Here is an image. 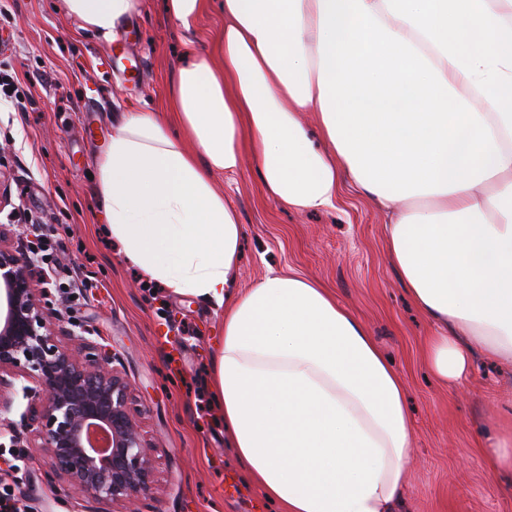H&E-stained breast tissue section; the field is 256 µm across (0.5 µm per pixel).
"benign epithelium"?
<instances>
[{
  "label": "benign epithelium",
  "mask_w": 512,
  "mask_h": 512,
  "mask_svg": "<svg viewBox=\"0 0 512 512\" xmlns=\"http://www.w3.org/2000/svg\"><path fill=\"white\" fill-rule=\"evenodd\" d=\"M36 267L37 257L0 232V417L22 393L18 426L66 489L97 505L93 512H129L153 483L152 445L130 386L101 343L43 301Z\"/></svg>",
  "instance_id": "obj_1"
}]
</instances>
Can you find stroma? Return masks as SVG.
<instances>
[{
	"label": "stroma",
	"mask_w": 512,
	"mask_h": 512,
	"mask_svg": "<svg viewBox=\"0 0 512 512\" xmlns=\"http://www.w3.org/2000/svg\"><path fill=\"white\" fill-rule=\"evenodd\" d=\"M0 20V67L29 94L23 112H0V229L20 248L50 235L75 298L44 277L48 301L65 320L103 339L132 388L137 419L152 444L155 484L137 496L139 512H272L241 481L223 419L209 392L213 342L223 332L210 302L145 283L100 226L105 218L91 178L117 122L165 99L188 49L223 60L214 39L218 7L184 28L164 0H144L114 39L82 30L62 0H8ZM112 54V70L100 60ZM215 185L243 229L237 279L252 287L268 269L320 281L376 336L406 388L412 442L407 512H512L506 475L489 472L480 432L512 393V365L476 359L470 381L441 387L422 356L435 327L413 305L384 249V211L343 183L335 208L289 209L265 196L250 153ZM19 488L25 512H84L64 491L40 449L0 432V484Z\"/></svg>",
	"instance_id": "stroma-1"
}]
</instances>
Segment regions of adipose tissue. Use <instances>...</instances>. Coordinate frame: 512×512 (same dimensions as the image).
<instances>
[{
    "instance_id": "obj_1",
    "label": "adipose tissue",
    "mask_w": 512,
    "mask_h": 512,
    "mask_svg": "<svg viewBox=\"0 0 512 512\" xmlns=\"http://www.w3.org/2000/svg\"><path fill=\"white\" fill-rule=\"evenodd\" d=\"M114 36L142 0H63ZM223 70L199 58L159 112L123 113L96 169L105 231L141 277L221 308L211 397L244 478L281 512H400L402 382L318 283L239 290L242 226L213 185L249 145L263 188L334 206L341 177L389 212L387 258L438 328L424 353L458 386L474 350L512 361V0H223ZM315 112L329 148L299 119ZM512 472V405L483 435Z\"/></svg>"
}]
</instances>
